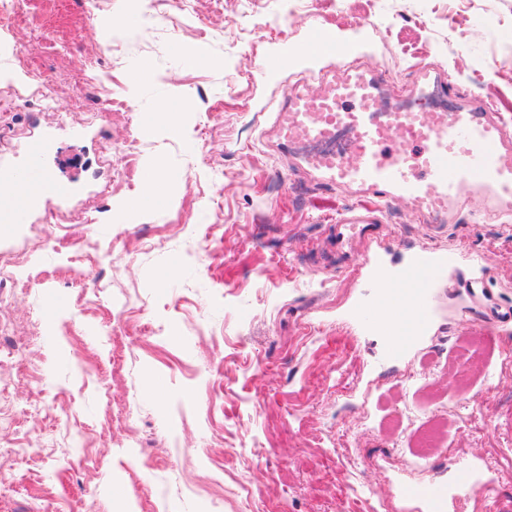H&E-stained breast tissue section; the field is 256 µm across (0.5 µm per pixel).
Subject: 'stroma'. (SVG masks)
Masks as SVG:
<instances>
[{
  "mask_svg": "<svg viewBox=\"0 0 512 512\" xmlns=\"http://www.w3.org/2000/svg\"><path fill=\"white\" fill-rule=\"evenodd\" d=\"M147 2L18 0L26 27L0 34V83L24 80L26 55L55 102L45 118L34 104L0 114V138L28 130L0 162L25 164L29 143L46 141L43 168L72 189L32 204L26 223H0V255L24 256L17 284L0 288V345L14 349L0 360L14 475L0 512H212L218 494L223 512H427L402 494L424 482L447 485V512H512V475L484 467L512 432V408L490 401L512 394V364L497 358L512 354L500 321L512 312V224L474 205L435 237L395 200L372 239L337 249V218L370 200L322 185L275 136L267 107L298 66L253 75L313 29L349 35L366 21L367 61L385 82L404 88L434 67L447 107L495 100L512 125V0ZM83 59L98 62L92 79ZM102 82L133 120L112 112ZM164 104L171 120L144 124ZM149 170L164 186L154 205ZM53 213L65 220L50 248ZM422 248L448 260L433 317L382 360L361 317L373 270L398 271ZM216 344L219 389L198 369ZM465 404L486 405L492 427L459 421ZM427 421L444 450L419 461ZM295 60L288 49L264 56L255 66L254 77L265 79L284 70Z\"/></svg>",
  "mask_w": 512,
  "mask_h": 512,
  "instance_id": "35a3bbf8",
  "label": "stroma"
}]
</instances>
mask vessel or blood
Listing matches in <instances>:
<instances>
[{"label": "vessel or blood", "mask_w": 512, "mask_h": 512, "mask_svg": "<svg viewBox=\"0 0 512 512\" xmlns=\"http://www.w3.org/2000/svg\"><path fill=\"white\" fill-rule=\"evenodd\" d=\"M368 25L354 36L344 37L329 29H314L302 43L301 58L307 78L317 80L318 92H284L276 105L274 123L287 141H322L339 129L351 134L349 147L337 154L315 155L307 165L328 187L351 188L379 199H400L430 219H447L451 210L465 207L463 190H471L487 213L512 222V131L493 113L481 108L434 112L424 107L427 94H442L447 85L433 71L417 69L408 95L412 108L381 112L377 99L382 75L360 62ZM329 58L342 69L327 78L316 64ZM293 61L290 52L264 56L254 75L264 79L279 73ZM43 141L28 148L30 163L21 168L0 164V185L25 189L35 183L49 200L70 196L68 186L42 172L36 161ZM338 243L351 236L369 237L382 222L378 207L351 211L338 219ZM444 260L428 250L412 254L408 266L397 276L379 273L385 290L383 302L370 304L362 321L367 333L384 339L382 357L397 359L408 332H420L431 319L427 300L444 272ZM405 496L427 503L430 512H444L448 488L438 483L407 487Z\"/></svg>", "instance_id": "1"}]
</instances>
